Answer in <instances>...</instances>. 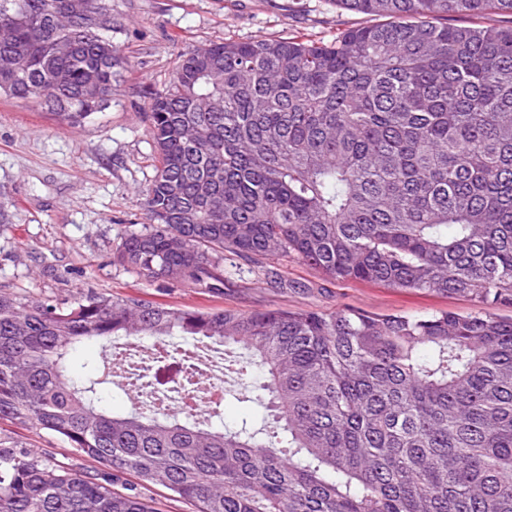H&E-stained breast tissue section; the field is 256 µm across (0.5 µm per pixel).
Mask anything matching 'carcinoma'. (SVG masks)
Returning a JSON list of instances; mask_svg holds the SVG:
<instances>
[{
	"mask_svg": "<svg viewBox=\"0 0 512 512\" xmlns=\"http://www.w3.org/2000/svg\"><path fill=\"white\" fill-rule=\"evenodd\" d=\"M377 19L330 45L213 44L151 94L158 165L117 261L206 285L225 252L294 255L335 281L431 291L474 314L234 313L137 297L0 292V420L46 430L100 479L0 438V512H154L137 476L197 512H512V0H336ZM0 96L70 125L112 99V0H0ZM238 345L242 397L277 426L100 404L87 340ZM104 348L97 341H85L77 346L70 356V367L75 374L82 375L96 366L102 368ZM112 489L121 493H130L129 490L138 492L145 498L157 512H196V503L176 498L172 493L159 485L143 486L133 475L120 476L112 484Z\"/></svg>",
	"mask_w": 512,
	"mask_h": 512,
	"instance_id": "1",
	"label": "carcinoma"
}]
</instances>
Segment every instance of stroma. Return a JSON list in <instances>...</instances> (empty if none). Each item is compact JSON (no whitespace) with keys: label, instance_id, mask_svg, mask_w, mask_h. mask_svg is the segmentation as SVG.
<instances>
[{"label":"stroma","instance_id":"1","mask_svg":"<svg viewBox=\"0 0 512 512\" xmlns=\"http://www.w3.org/2000/svg\"><path fill=\"white\" fill-rule=\"evenodd\" d=\"M121 59L112 99L69 128L31 100L0 97V292L71 297L90 289L186 308L248 313L353 308L422 318L476 311L475 303L412 289L334 281L293 256L259 266L225 253L215 288L146 279L120 265L124 236L145 224L143 191L157 155L149 94L172 77L180 54L222 41L299 37L331 44L369 17L335 0H112ZM0 437L78 472L97 464L45 430L0 422ZM114 490L138 492L155 512H197L130 474Z\"/></svg>","mask_w":512,"mask_h":512}]
</instances>
